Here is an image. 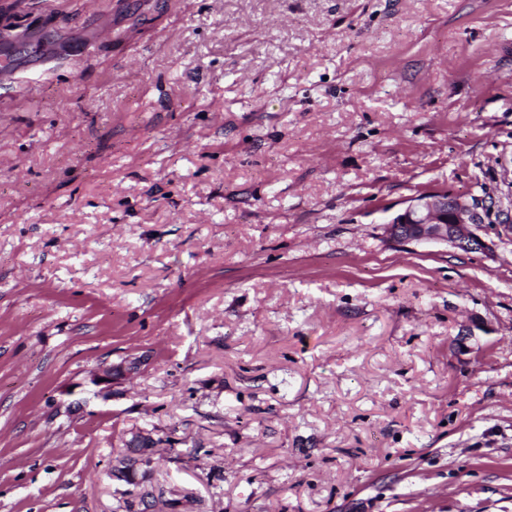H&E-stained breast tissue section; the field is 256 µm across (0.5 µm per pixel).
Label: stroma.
<instances>
[{"label":"stroma","mask_w":512,"mask_h":512,"mask_svg":"<svg viewBox=\"0 0 512 512\" xmlns=\"http://www.w3.org/2000/svg\"><path fill=\"white\" fill-rule=\"evenodd\" d=\"M0 36V512H118L137 429L196 512H512V235L383 234L512 207V0H0ZM404 204L383 225L390 242L401 246L440 244L468 253L489 250L477 233L490 207L484 198L433 191ZM144 359L141 357L134 359H122L117 363H105L98 371L91 375L90 381L95 387L94 395L107 400L112 396V388L122 381L130 379L138 373ZM98 379H104V382H98Z\"/></svg>","instance_id":"stroma-1"}]
</instances>
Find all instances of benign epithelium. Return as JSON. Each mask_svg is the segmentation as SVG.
Wrapping results in <instances>:
<instances>
[{"instance_id": "7a95c632", "label": "benign epithelium", "mask_w": 512, "mask_h": 512, "mask_svg": "<svg viewBox=\"0 0 512 512\" xmlns=\"http://www.w3.org/2000/svg\"><path fill=\"white\" fill-rule=\"evenodd\" d=\"M489 205L483 198L446 191H433L408 199L405 206L383 225L385 237L392 243L407 245L440 244L471 252L489 250L478 234L485 222ZM144 359H123L106 363L91 375L94 395L104 400L112 396V388L138 373ZM132 452L121 466L122 473L141 484L154 472V452L158 441L151 432L136 430L127 440Z\"/></svg>"}]
</instances>
